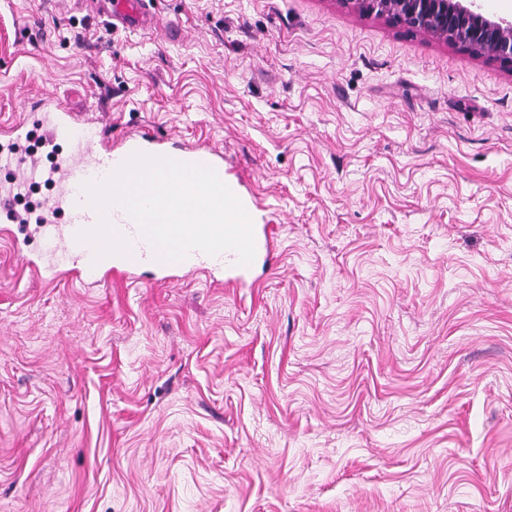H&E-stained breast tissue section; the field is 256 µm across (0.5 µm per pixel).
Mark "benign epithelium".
Wrapping results in <instances>:
<instances>
[{
    "instance_id": "7a95c632",
    "label": "benign epithelium",
    "mask_w": 512,
    "mask_h": 512,
    "mask_svg": "<svg viewBox=\"0 0 512 512\" xmlns=\"http://www.w3.org/2000/svg\"><path fill=\"white\" fill-rule=\"evenodd\" d=\"M361 15L403 24L423 35L461 45L476 56L512 64V19L484 14L475 0H339Z\"/></svg>"
}]
</instances>
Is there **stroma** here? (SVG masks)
Wrapping results in <instances>:
<instances>
[{"label":"stroma","instance_id":"obj_1","mask_svg":"<svg viewBox=\"0 0 512 512\" xmlns=\"http://www.w3.org/2000/svg\"><path fill=\"white\" fill-rule=\"evenodd\" d=\"M151 10L0 0V129L47 93L206 144L276 258L51 283L0 228V512H512V65L340 0ZM112 20L121 23L128 29L144 28L151 24L153 17L149 15L150 0H103Z\"/></svg>","mask_w":512,"mask_h":512}]
</instances>
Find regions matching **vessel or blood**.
Masks as SVG:
<instances>
[{
	"label": "vessel or blood",
	"instance_id": "obj_1",
	"mask_svg": "<svg viewBox=\"0 0 512 512\" xmlns=\"http://www.w3.org/2000/svg\"><path fill=\"white\" fill-rule=\"evenodd\" d=\"M103 2L109 10L110 18L125 28L135 30L152 22L150 0ZM30 123L42 127L45 144L52 145L59 140H76L74 152L47 169L29 163L21 151V141L26 125ZM6 135L9 142L0 147V166L10 168L13 179L9 186H0L1 224L28 223V216L17 208V198L35 182L49 181L58 185L59 192L49 199L48 206L53 213H62L67 217L65 224L59 225L56 238L52 242L58 254V274L77 271L92 276L106 271L127 275L136 268L151 263V247L140 237L136 223L118 207L110 210L109 219L130 239L133 256L129 259L110 256L100 262H93L90 248L75 240L78 230L93 227L98 220L95 211L83 204L81 185L88 180L104 178L133 152L143 151L165 156L169 153L168 148L144 133L127 135L120 147H113L110 133L100 129L96 122L72 112L51 95L44 98L42 113H21Z\"/></svg>",
	"mask_w": 512,
	"mask_h": 512
}]
</instances>
